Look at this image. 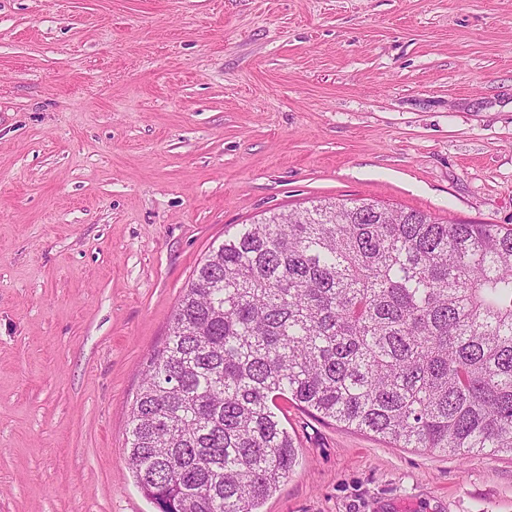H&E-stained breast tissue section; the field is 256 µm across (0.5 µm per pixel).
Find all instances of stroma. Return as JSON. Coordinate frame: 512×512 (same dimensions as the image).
<instances>
[{
	"mask_svg": "<svg viewBox=\"0 0 512 512\" xmlns=\"http://www.w3.org/2000/svg\"><path fill=\"white\" fill-rule=\"evenodd\" d=\"M370 199L512 227V0H0V512H157L150 354L237 225ZM260 512H512V455L278 402Z\"/></svg>",
	"mask_w": 512,
	"mask_h": 512,
	"instance_id": "35a3bbf8",
	"label": "stroma"
}]
</instances>
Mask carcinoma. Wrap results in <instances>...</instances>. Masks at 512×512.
Wrapping results in <instances>:
<instances>
[{
  "instance_id": "1",
  "label": "carcinoma",
  "mask_w": 512,
  "mask_h": 512,
  "mask_svg": "<svg viewBox=\"0 0 512 512\" xmlns=\"http://www.w3.org/2000/svg\"><path fill=\"white\" fill-rule=\"evenodd\" d=\"M401 448L512 454V228L369 199L241 224L151 355L128 462L164 512H259L297 449L276 401Z\"/></svg>"
}]
</instances>
